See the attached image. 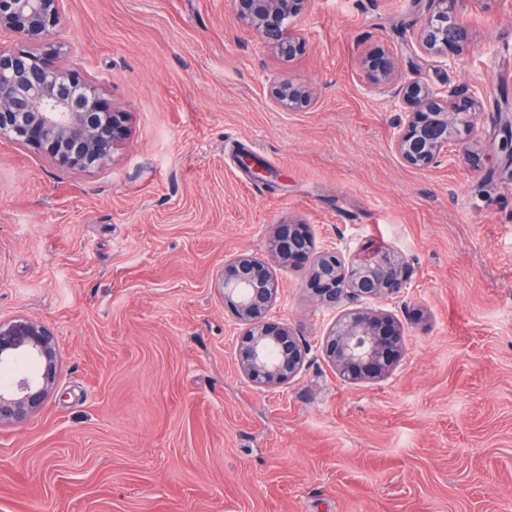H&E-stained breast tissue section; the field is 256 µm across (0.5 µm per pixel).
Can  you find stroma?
<instances>
[{"label":"stroma","instance_id":"1","mask_svg":"<svg viewBox=\"0 0 512 512\" xmlns=\"http://www.w3.org/2000/svg\"><path fill=\"white\" fill-rule=\"evenodd\" d=\"M416 0H306L284 64L228 0H62L60 39L128 136L74 171L0 139V320L55 334L54 389L0 426V512H512V177L498 158L425 170L359 66L484 92L482 144L512 108V0H467L456 68L411 36ZM310 87L281 110L274 81ZM268 169L257 179L245 159ZM317 247L400 252L411 270L393 372L349 383L320 342L338 312L273 265L271 320L303 371L253 388L236 360L225 263L270 259L277 225Z\"/></svg>","mask_w":512,"mask_h":512}]
</instances>
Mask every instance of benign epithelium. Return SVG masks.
<instances>
[{
  "label": "benign epithelium",
  "mask_w": 512,
  "mask_h": 512,
  "mask_svg": "<svg viewBox=\"0 0 512 512\" xmlns=\"http://www.w3.org/2000/svg\"><path fill=\"white\" fill-rule=\"evenodd\" d=\"M242 26L279 61L302 52L293 19L307 0H229ZM424 17L413 32L417 47L452 66L471 43L460 20L466 0H423ZM61 0H0V137L48 156L56 165L86 171L112 159L127 129L108 110L92 78L74 68L58 41ZM367 83L387 89L401 113L393 149L408 166L426 169L459 156L479 164L476 120L483 94L467 85L433 83L398 75L392 51L371 50L360 59ZM273 101L287 111L308 105V87L290 79L275 83ZM492 151L512 159V119ZM278 261L303 260L307 287L326 308L345 313L327 331L322 351L336 373L351 382L385 377L400 355L404 326L394 315L366 307L401 300L410 288L405 258L387 248L346 255L317 250L305 224H282L273 236ZM224 303L241 325L237 363L259 390L281 387L302 371L308 346L289 326L269 321L278 285L262 262L239 255L224 266ZM24 358L32 368L0 387V426L24 420L53 390L58 352L54 334L31 320L0 322V364Z\"/></svg>",
  "instance_id": "benign-epithelium-1"
}]
</instances>
